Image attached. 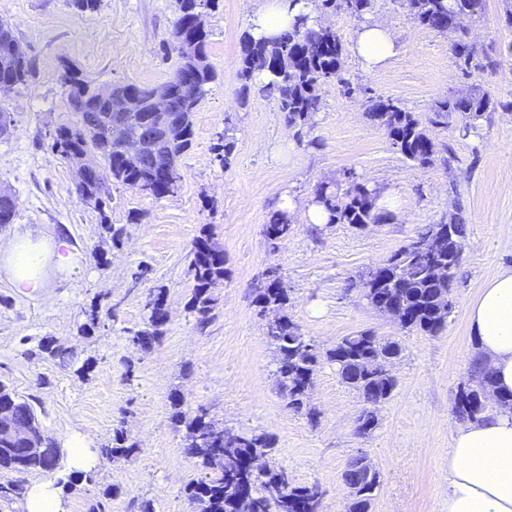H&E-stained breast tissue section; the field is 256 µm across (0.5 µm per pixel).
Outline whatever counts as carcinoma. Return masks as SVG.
<instances>
[{"label":"carcinoma","mask_w":512,"mask_h":512,"mask_svg":"<svg viewBox=\"0 0 512 512\" xmlns=\"http://www.w3.org/2000/svg\"><path fill=\"white\" fill-rule=\"evenodd\" d=\"M372 0H321V9L344 12L358 20L371 8ZM407 6L415 21L440 32L456 33L453 52L463 73L479 67L478 49L466 30L465 18L474 19L482 13L483 0H393ZM216 0H175L177 18L170 41L163 49L176 52L179 64L170 78L171 111L164 115L153 112L147 102L149 88L134 83L114 85L115 91L139 97L137 112L112 109V101L100 96L99 87L91 85L71 66L61 74L73 120L59 124L51 135L50 148L64 160L87 157L88 176L78 195L97 197L100 214H105L112 200L110 185H122L138 193L162 199L174 195L182 182L181 161L191 149L195 137L194 113L216 80V72L208 61V30L199 29L195 15L201 8H215ZM18 40L9 26L0 21V78L23 85L33 74V66L25 56H16L13 47ZM342 41L331 28L312 26L308 17L297 15L290 28L274 39H242L241 65L238 72L242 99L255 87L256 64L274 76L263 91L271 95L285 122L300 129L312 124L321 109L320 86L342 77ZM490 105L485 94L468 97L450 95L435 101L428 125L391 99L370 98L366 115L384 126L392 146L406 159L430 166L435 161L436 144L428 126H448V115L460 116L459 132L467 136L476 128L483 112ZM169 124L181 127V137L169 140L164 128ZM144 130L149 146L135 157L122 152L114 132ZM234 149L229 129L215 134L212 151L220 165L228 164ZM348 188L340 193L328 184L317 186L314 202L328 215L330 224H351L364 228L380 220L375 213L376 194L359 182L354 173L346 176ZM439 228L426 224L416 239L390 258L372 267L363 280L361 296L371 307L397 303L404 308L408 322L402 326L426 336L439 335L448 324L453 305L443 308L441 298L450 296L452 279L461 262L466 224L459 218L449 225L448 250L431 253L425 243ZM291 217L283 210L269 212L264 234L272 249L291 233ZM448 268V278L438 279L433 267ZM188 273L193 289L187 309L195 317L199 329L207 328L213 319L217 299L214 290L224 284L227 273L224 249L215 242L213 233L204 228L196 237L189 254ZM258 311H272L276 319L266 325V336L276 353L277 385L288 399V409L303 413L314 422L317 413L308 407L309 389L321 365L335 366L340 382L355 391L365 407L360 414L362 435L378 426L377 407L390 399L397 386L395 376L386 369L385 357L399 360L403 346L395 339L379 336L373 330H362L341 337L330 349H322L304 335L286 312L288 293L283 288L266 284L255 299ZM142 328L131 332L129 340L149 349L166 333L168 313L165 289L151 293L145 304ZM494 373L485 359L474 354L469 364L468 380L460 386L454 413L463 422L483 418L489 397L498 406L512 408V393L494 391ZM184 396H171L172 418L184 424L186 454L203 470L202 476L185 486L187 498L196 512H319L321 493L315 485H297L284 468L263 465L252 468L255 458L264 459L272 453L274 442L265 433L233 434L216 427L208 413L200 410L186 418L182 410ZM0 406L12 410L13 422L34 433L45 453L28 458L20 452L26 440L18 434H0V470L26 473L31 470L51 471L58 464L59 448L44 435L32 406L5 384H0ZM101 456L109 461L128 460L138 454L137 443L129 440L119 427L112 430V441L101 448ZM348 488L357 493L349 497L348 512H369L374 492L379 486V473L369 469L366 458L358 456L344 472ZM22 485L16 481L0 483V506H10L20 498Z\"/></svg>","instance_id":"carcinoma-1"}]
</instances>
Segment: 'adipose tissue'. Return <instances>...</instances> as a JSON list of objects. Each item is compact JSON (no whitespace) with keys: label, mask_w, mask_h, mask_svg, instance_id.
<instances>
[{"label":"adipose tissue","mask_w":512,"mask_h":512,"mask_svg":"<svg viewBox=\"0 0 512 512\" xmlns=\"http://www.w3.org/2000/svg\"><path fill=\"white\" fill-rule=\"evenodd\" d=\"M316 17L313 0H264L251 19L253 38H271L287 30L296 15ZM362 66L382 67L396 52V42L380 25L363 27L354 41ZM0 262L18 293L44 288L43 270L61 271L75 263L66 239L52 242L25 235L0 242ZM476 350L495 372L496 388L512 392V269L487 280L466 308ZM447 512H512V410L500 409L484 420L458 428L448 450Z\"/></svg>","instance_id":"1"}]
</instances>
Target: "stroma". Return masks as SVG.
<instances>
[{
  "label": "stroma",
  "instance_id": "1",
  "mask_svg": "<svg viewBox=\"0 0 512 512\" xmlns=\"http://www.w3.org/2000/svg\"><path fill=\"white\" fill-rule=\"evenodd\" d=\"M261 3L219 0L207 17L208 59L218 80L194 115L179 192L156 200L117 187L101 213L82 203L72 168L48 146L50 132L72 118L62 66L73 64L97 86L164 84L177 65L176 54L162 50L177 18L174 2L102 0L97 12L83 13L65 0H0V19L34 65L29 82L0 94V108L15 120L12 135L0 138V187L13 194L18 210L0 236H61L75 253L71 271L45 267L44 288L30 295L18 294L0 270V382L30 402L55 443L78 434L91 448L86 481L62 497L66 512H87L89 499L99 496L106 512H134L143 500L155 512H195L184 486L199 472L172 419L175 391L187 416L203 408L224 429L271 436V465L286 469L296 484L318 485L320 512H347L343 472L360 454L380 476L370 512H447L448 450L460 425L454 400L475 352L466 306L484 281L512 268V26L506 22L512 0H485L481 17L470 21L481 66L467 75L452 53L454 34L419 25L394 0H373L359 20L329 14L343 43L344 81L321 87V110L300 134L273 98L239 93L240 45ZM366 23L388 27L398 47L372 72L352 51ZM451 92L489 95L493 109L467 137L455 116L432 129L438 159L429 167L397 152L385 128L365 115L368 97L383 96L425 121L434 102ZM223 130L234 140L225 168L211 151ZM349 171L388 202L389 213L363 229L308 223L315 187L344 183ZM283 191L297 207L291 233L274 251L263 227ZM456 214L466 221L467 237L452 312L439 336L400 330L349 289L415 239L422 225ZM105 220L125 227L119 246L102 242ZM206 224L224 250L227 275L216 291L214 319L201 331L187 308V265ZM273 269L288 290L289 315L321 348L365 329L404 345L393 367L397 387L379 406L369 436L355 434L364 404L331 365L314 375L309 402L317 420L288 409L266 321L253 303ZM157 288L166 291L169 323L163 339L144 350L128 336L141 328ZM93 304L104 312L116 308L117 317L104 316L85 335L80 327ZM46 337L71 349L72 365L30 356ZM119 424L140 452L109 461L99 450Z\"/></svg>",
  "mask_w": 512,
  "mask_h": 512
}]
</instances>
